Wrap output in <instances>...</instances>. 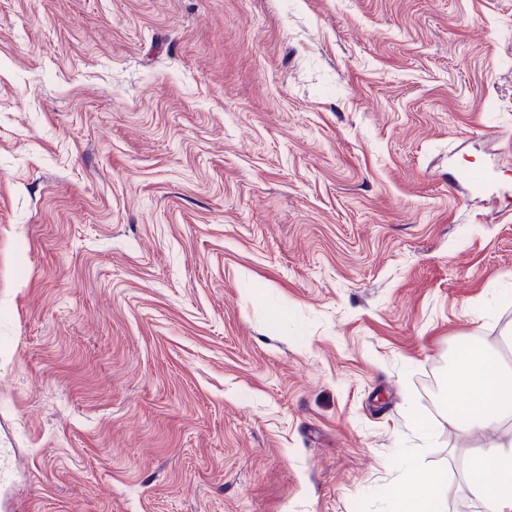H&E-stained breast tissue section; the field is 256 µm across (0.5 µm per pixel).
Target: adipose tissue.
Here are the masks:
<instances>
[{"label": "adipose tissue", "mask_w": 512, "mask_h": 512, "mask_svg": "<svg viewBox=\"0 0 512 512\" xmlns=\"http://www.w3.org/2000/svg\"><path fill=\"white\" fill-rule=\"evenodd\" d=\"M448 422L463 435L501 431L500 441L472 455L464 483L435 476L415 479L414 489L395 497L396 512H447L450 498L464 495L484 512H512V372L497 354L472 346L455 356L444 380Z\"/></svg>", "instance_id": "adipose-tissue-1"}]
</instances>
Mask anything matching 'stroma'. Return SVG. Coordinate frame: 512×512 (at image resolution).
<instances>
[{
  "mask_svg": "<svg viewBox=\"0 0 512 512\" xmlns=\"http://www.w3.org/2000/svg\"><path fill=\"white\" fill-rule=\"evenodd\" d=\"M466 342L512 358V0H0L8 500L392 512L498 439Z\"/></svg>",
  "mask_w": 512,
  "mask_h": 512,
  "instance_id": "stroma-1",
  "label": "stroma"
}]
</instances>
